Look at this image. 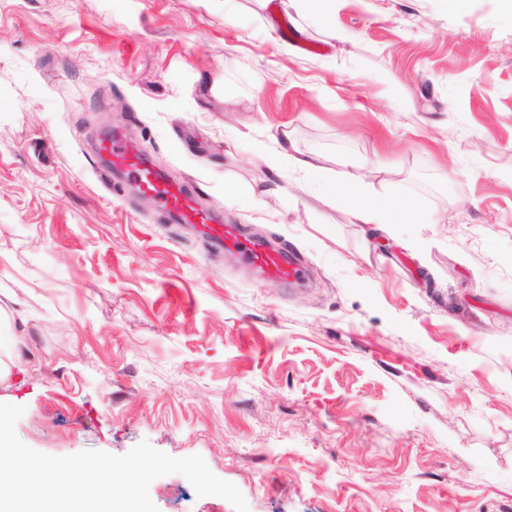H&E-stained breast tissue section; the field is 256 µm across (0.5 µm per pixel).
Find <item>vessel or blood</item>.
<instances>
[{
  "instance_id": "b4317fda",
  "label": "vessel or blood",
  "mask_w": 512,
  "mask_h": 512,
  "mask_svg": "<svg viewBox=\"0 0 512 512\" xmlns=\"http://www.w3.org/2000/svg\"><path fill=\"white\" fill-rule=\"evenodd\" d=\"M102 149L109 154L112 167L130 174L138 190L155 198L164 211L177 217L180 222L202 225L212 241L236 253L246 265L266 277L287 283L304 279V266L289 257L282 247L255 243L237 225L219 223L200 210L188 188L150 166L144 153L135 146L125 144L121 136L105 138Z\"/></svg>"
}]
</instances>
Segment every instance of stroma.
Wrapping results in <instances>:
<instances>
[{
    "instance_id": "stroma-1",
    "label": "stroma",
    "mask_w": 512,
    "mask_h": 512,
    "mask_svg": "<svg viewBox=\"0 0 512 512\" xmlns=\"http://www.w3.org/2000/svg\"><path fill=\"white\" fill-rule=\"evenodd\" d=\"M0 0V403L54 456H201L249 512H512V15L501 0ZM120 123L293 286L100 161ZM289 133L421 217L301 187ZM158 512H234L177 473Z\"/></svg>"
}]
</instances>
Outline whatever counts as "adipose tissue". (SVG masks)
Returning <instances> with one entry per match:
<instances>
[{
  "label": "adipose tissue",
  "instance_id": "adipose-tissue-1",
  "mask_svg": "<svg viewBox=\"0 0 512 512\" xmlns=\"http://www.w3.org/2000/svg\"><path fill=\"white\" fill-rule=\"evenodd\" d=\"M267 163L272 176L259 186L258 195L279 192V177L293 171L302 175L309 189L322 194L331 203L341 204L352 223L374 224L391 236L400 225L417 221L409 200L378 195L365 176L358 173L344 171L330 176L321 158L300 152L290 136L278 140L276 149L267 155Z\"/></svg>",
  "mask_w": 512,
  "mask_h": 512
}]
</instances>
